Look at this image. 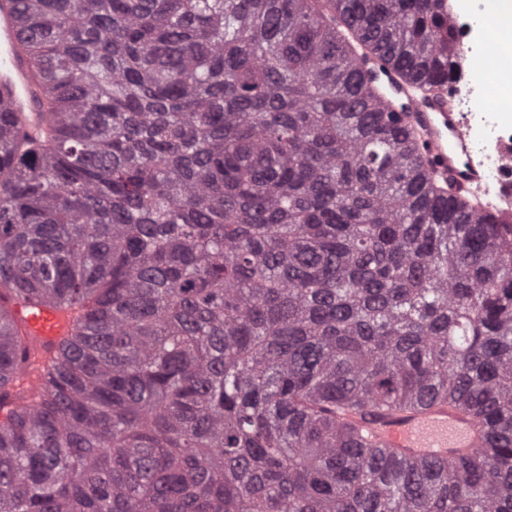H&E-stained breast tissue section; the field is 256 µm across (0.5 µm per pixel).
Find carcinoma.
Here are the masks:
<instances>
[{
    "label": "carcinoma",
    "mask_w": 512,
    "mask_h": 512,
    "mask_svg": "<svg viewBox=\"0 0 512 512\" xmlns=\"http://www.w3.org/2000/svg\"><path fill=\"white\" fill-rule=\"evenodd\" d=\"M19 3L48 120L0 111V512H512V217L372 84L457 82L445 0ZM435 402L480 448L362 426ZM14 312L39 348L54 347L69 333V321L53 306L40 305L36 311H29L27 306L17 304Z\"/></svg>",
    "instance_id": "1"
}]
</instances>
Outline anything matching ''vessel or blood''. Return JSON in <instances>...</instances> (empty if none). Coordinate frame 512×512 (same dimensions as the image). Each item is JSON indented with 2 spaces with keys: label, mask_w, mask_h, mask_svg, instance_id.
Wrapping results in <instances>:
<instances>
[{
  "label": "vessel or blood",
  "mask_w": 512,
  "mask_h": 512,
  "mask_svg": "<svg viewBox=\"0 0 512 512\" xmlns=\"http://www.w3.org/2000/svg\"><path fill=\"white\" fill-rule=\"evenodd\" d=\"M35 91L32 68L21 46L18 4L16 0H0V104L12 112L19 128H33L43 119ZM413 117L426 130L424 153L452 183L505 197V189L488 180L486 157L473 153L456 90H449L445 98L418 104ZM14 312L38 347L55 346L69 332V321L53 306L42 305L31 311L19 304ZM365 427L381 445L405 457L450 459L477 444L472 420L445 404H432L405 416L369 420Z\"/></svg>",
  "instance_id": "b4317fda"
}]
</instances>
